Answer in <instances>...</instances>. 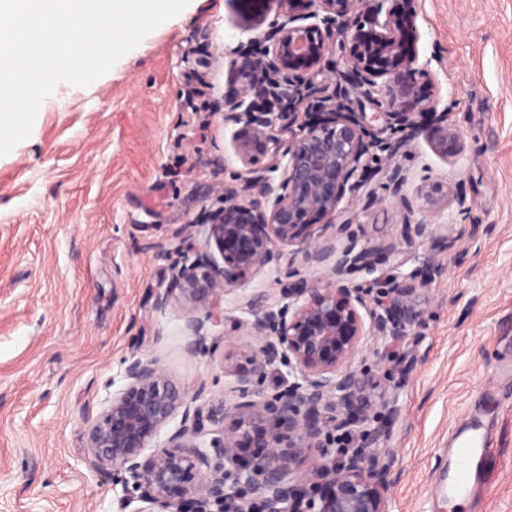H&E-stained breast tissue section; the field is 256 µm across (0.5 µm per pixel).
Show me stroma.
Wrapping results in <instances>:
<instances>
[{
    "label": "stroma",
    "instance_id": "obj_1",
    "mask_svg": "<svg viewBox=\"0 0 512 512\" xmlns=\"http://www.w3.org/2000/svg\"><path fill=\"white\" fill-rule=\"evenodd\" d=\"M258 0H190L88 87L60 86L30 136L0 157V512H119L121 486L99 471L87 431L123 388L131 354L157 358L205 399L231 398L228 338L253 321L252 296L284 303L312 276L295 248L224 297V320L189 347L185 308L153 310L171 268L203 239L224 189L257 174L279 181L282 147L298 120L276 128L266 154L244 166L224 118L232 52L259 39L238 27ZM419 58L462 150L451 162L427 135L407 140L343 77L340 42L325 59L330 90L394 151L376 149L354 194L347 238L399 239L403 210L380 182L386 168L415 197L428 181L462 184L473 206H449L448 271L431 291L424 326L385 360L358 364L380 378L397 411L381 418L395 452L389 512H512V0H415ZM377 199L367 203L368 190ZM425 241L382 256L373 273L425 266ZM493 437L476 496L464 508L436 493L448 450L470 420Z\"/></svg>",
    "mask_w": 512,
    "mask_h": 512
}]
</instances>
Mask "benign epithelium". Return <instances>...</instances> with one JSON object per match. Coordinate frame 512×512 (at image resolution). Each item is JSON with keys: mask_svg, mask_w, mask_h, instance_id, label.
Here are the masks:
<instances>
[{"mask_svg": "<svg viewBox=\"0 0 512 512\" xmlns=\"http://www.w3.org/2000/svg\"><path fill=\"white\" fill-rule=\"evenodd\" d=\"M282 21L265 24L261 12L244 15V29L262 30L260 56L231 60L233 91L224 112L238 128L231 146L245 165L274 140L279 92L316 102L300 134L285 143L283 178L274 185L258 175L239 187L224 188V207L210 214L203 245L188 265L172 269L165 292L153 305L162 309L177 298L187 308L186 335L200 342L224 316V295L282 260V248L298 247L316 276L288 289L278 309L259 299L255 319L242 326L249 370L237 374L235 395L217 403L199 402L205 384L188 391L172 382L155 358L126 360V384L112 394L87 434L95 464L112 472L122 486L121 512H387L393 484V454L379 447L384 430L366 429L377 410L395 409L390 393L358 367L367 341L382 357L389 348L422 328L430 285L447 270L440 258L453 242L438 216L454 204L467 210L465 190L428 183L417 190L418 207L403 193L405 178L386 171L388 190L405 211L401 238L388 245L338 244L349 224L341 202L366 157L382 142L365 132L364 115L335 101L323 73L330 39L346 47V77L364 94L383 95L389 123L413 135L421 119L433 117L431 141L445 160L460 153L459 133L448 127L439 100L418 90L428 76L419 64V31L413 0L384 9L386 0H270ZM311 24H303L305 20ZM332 236L314 238L318 224ZM417 240L432 243L436 255L422 271L389 274L377 288L354 282L383 253ZM288 363L294 381L271 400L258 396L253 376ZM179 427L158 437L176 416ZM360 428L357 446L340 459L312 455L327 437ZM254 449L266 466L241 465L242 450ZM307 465L302 476L297 470Z\"/></svg>", "mask_w": 512, "mask_h": 512, "instance_id": "7a95c632", "label": "benign epithelium"}]
</instances>
